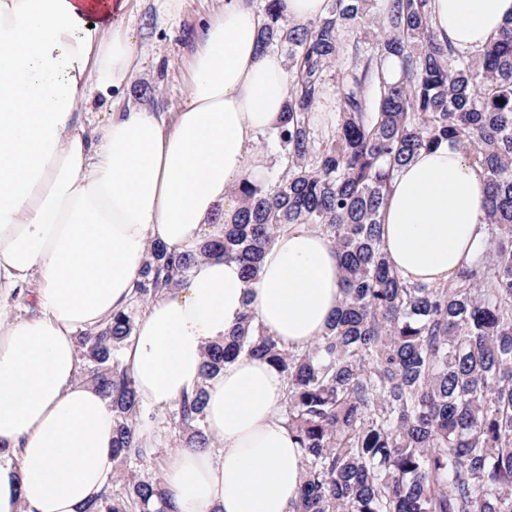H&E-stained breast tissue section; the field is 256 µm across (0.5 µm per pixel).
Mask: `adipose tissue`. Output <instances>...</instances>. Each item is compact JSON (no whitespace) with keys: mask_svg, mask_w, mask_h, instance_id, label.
<instances>
[{"mask_svg":"<svg viewBox=\"0 0 512 512\" xmlns=\"http://www.w3.org/2000/svg\"><path fill=\"white\" fill-rule=\"evenodd\" d=\"M127 0H0V302L31 296L35 313L0 317V512H82L112 471L113 414L78 382L76 337L125 309L150 243L194 252L222 236L234 189L264 184L288 92L284 60L261 50L267 18L223 0L198 31L189 93L165 116L117 107L87 129L80 106L137 72ZM512 20V0H433L439 39L480 49ZM487 185L453 142L419 151L394 177L381 246L409 283L440 284L486 247ZM342 298L331 240L284 224L257 280L236 260L196 263L152 299L126 348L143 405L164 408L205 387L206 423L222 449L178 448L165 487L178 512H290L300 448L283 419L287 382L240 355L202 377L205 348L252 309L280 347L323 335Z\"/></svg>","mask_w":512,"mask_h":512,"instance_id":"ef3b65f1","label":"adipose tissue"}]
</instances>
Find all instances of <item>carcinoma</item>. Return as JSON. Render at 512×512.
Returning a JSON list of instances; mask_svg holds the SVG:
<instances>
[{"label": "carcinoma", "instance_id": "obj_1", "mask_svg": "<svg viewBox=\"0 0 512 512\" xmlns=\"http://www.w3.org/2000/svg\"><path fill=\"white\" fill-rule=\"evenodd\" d=\"M373 2L327 0L322 16L295 25L283 0H265L260 46L284 51L290 73L275 135L287 171L268 187L245 186L224 238L198 253L149 246L136 299L215 253L253 281L280 225L317 226L343 271L327 331L288 351L248 308L206 348L204 379L242 352L284 375V418L303 454L295 512H512V21L470 56L438 39L431 0H381L377 16ZM346 28L361 33L346 42ZM336 61L334 131L318 142L314 113ZM447 140L488 183V245L444 284H407L381 249V209L399 168ZM134 329L123 311L82 340L89 381L112 407L116 466L148 456L136 433L153 419L121 358ZM205 405L202 386L176 402L190 448L211 447ZM84 512L177 510L161 483L130 474L123 491Z\"/></svg>", "mask_w": 512, "mask_h": 512}]
</instances>
